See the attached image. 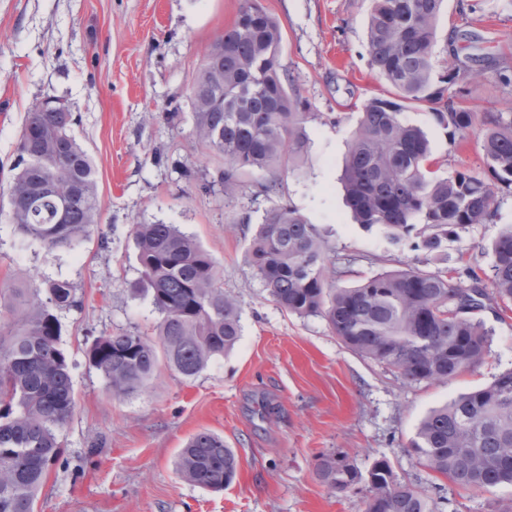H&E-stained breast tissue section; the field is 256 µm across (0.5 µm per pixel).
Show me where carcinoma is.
I'll use <instances>...</instances> for the list:
<instances>
[{
    "label": "carcinoma",
    "mask_w": 512,
    "mask_h": 512,
    "mask_svg": "<svg viewBox=\"0 0 512 512\" xmlns=\"http://www.w3.org/2000/svg\"><path fill=\"white\" fill-rule=\"evenodd\" d=\"M367 39L371 69L395 98H372L351 133L342 170L356 223L382 228L395 243L428 256L450 237L495 212L492 183L471 170L449 176L431 158L427 134L403 118L413 104H436L432 89L436 22L444 0H371ZM283 34L261 0H242L234 23L217 37L193 76L189 102L199 146L224 161L217 182L235 198L242 178L290 164L306 149L309 113L288 90L280 54ZM464 139L483 132L485 166L512 186V116L478 114L447 103L435 113ZM76 117L47 102L28 112L8 185L9 223L49 246L68 245L98 223L95 168L73 134ZM259 193L270 206L248 248V261L269 297L300 317L320 316L347 348L396 370L409 383H446L482 364L492 338L478 314L512 307V225L491 246V289L474 267L382 271L352 287H336L341 272L317 225L282 202L272 178ZM142 282L159 315L157 339L125 331L95 340L92 365L112 392H137L165 362L182 377L197 376L231 352L241 336L236 299L224 291L217 262L173 224L133 228ZM78 305L65 281L13 288L0 322V512H35L48 472L60 459L56 429L72 415L70 366L59 347L57 312ZM426 470L464 491L512 486V367L487 386L431 410L407 444ZM177 466L189 483L222 490L238 474L224 437L192 435ZM319 479L338 492L364 493V512H442L438 502L397 481L387 460L362 472L342 451L317 458Z\"/></svg>",
    "instance_id": "obj_1"
}]
</instances>
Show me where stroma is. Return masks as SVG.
<instances>
[{
	"instance_id": "obj_1",
	"label": "stroma",
	"mask_w": 512,
	"mask_h": 512,
	"mask_svg": "<svg viewBox=\"0 0 512 512\" xmlns=\"http://www.w3.org/2000/svg\"><path fill=\"white\" fill-rule=\"evenodd\" d=\"M241 0H0V207L7 206L17 140L28 110L44 100L78 115L73 131L96 170L100 222L64 246L19 235L0 214V290L68 281L77 307L60 311V345L76 406L57 431L63 458L41 487L37 512H363V496L339 493L315 473L320 453L340 449L360 470L387 459L395 478L446 497L445 512H505L512 487L464 492L428 473L405 446L422 418L512 367V310L483 311L492 331L487 361L445 383H406L391 368L348 350L319 316L279 308L248 263L258 194L267 173L246 175L225 202L213 184L221 160L197 146L186 96L204 54L230 26ZM278 21L280 64L289 90L307 104V148L277 172L283 200L326 232L350 286L382 270L417 265L420 255L384 232L355 224L339 181L347 141L363 104L394 90L369 65L370 0H262ZM434 79L454 58L448 89L473 112L512 113V0H445L436 26ZM423 104L405 119L425 130L443 171L485 167L482 133L451 143ZM495 216L449 239L428 270L475 261L489 272L488 248L512 224V189L497 188ZM253 221L241 223L244 214ZM172 224L216 260L239 306L234 350L196 377L159 366L130 396H113L87 350L101 336H154L158 315L138 289L133 227ZM207 430L234 448L238 475L213 491L185 481L178 454Z\"/></svg>"
}]
</instances>
